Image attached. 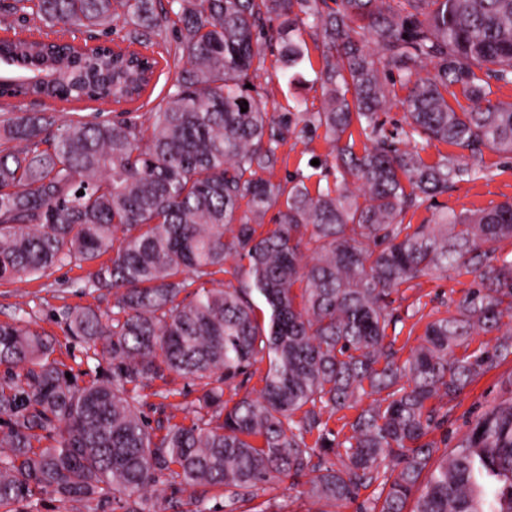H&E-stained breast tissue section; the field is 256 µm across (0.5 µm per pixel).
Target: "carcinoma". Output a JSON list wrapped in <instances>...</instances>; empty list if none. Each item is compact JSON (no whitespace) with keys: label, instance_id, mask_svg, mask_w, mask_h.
<instances>
[{"label":"carcinoma","instance_id":"carcinoma-1","mask_svg":"<svg viewBox=\"0 0 512 512\" xmlns=\"http://www.w3.org/2000/svg\"><path fill=\"white\" fill-rule=\"evenodd\" d=\"M308 29L321 105L278 115L248 85L272 42L294 80ZM162 61L175 77L144 122L21 109L135 103ZM493 82L512 86V0H0V281L86 263L85 287L110 302L66 312L65 335L109 365L82 383L24 317L0 322V512L42 496L209 512L215 488L227 512H270L261 497L303 476L327 507L370 488L359 512H512V397L439 460L426 440L443 400L512 357V201L407 220L486 178L484 150L512 156V102L488 99ZM299 123L323 130L333 184L272 180ZM436 142L463 154L428 163L418 145ZM230 259L235 285L214 279ZM450 272L477 287L401 357L393 295ZM479 331L500 337L471 351ZM173 374L200 395L169 402ZM366 398L337 438L328 418Z\"/></svg>","mask_w":512,"mask_h":512}]
</instances>
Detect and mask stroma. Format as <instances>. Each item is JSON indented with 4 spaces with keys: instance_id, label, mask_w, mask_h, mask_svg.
<instances>
[{
    "instance_id": "35a3bbf8",
    "label": "stroma",
    "mask_w": 512,
    "mask_h": 512,
    "mask_svg": "<svg viewBox=\"0 0 512 512\" xmlns=\"http://www.w3.org/2000/svg\"><path fill=\"white\" fill-rule=\"evenodd\" d=\"M311 48L309 57L299 69L297 79L290 84L278 81L281 63L277 51L267 53L266 71L256 84L269 104L278 112H286L295 101L306 102L308 108L317 109L321 89L316 74L323 65L320 49L314 48L313 35H306ZM281 151L288 157L287 165L278 167L275 180L301 173L307 176L308 186L334 181L336 170L328 155L329 148L322 132L308 135H289ZM484 162L489 171L487 178L474 182L458 183L447 194L437 196L432 208L419 209L413 218L420 224L430 219L433 210L448 208L466 212L512 201V157L495 151H485ZM86 268L68 265L56 268L43 276L29 277L20 281L0 284V322L10 320L17 310H24L32 328L52 336L56 340L54 357L65 369L80 373L96 368L97 362L87 359L81 343L65 336L59 322L60 313L68 308L92 306L106 307V300L87 289ZM474 285L470 274L452 278L422 277L414 287L401 289V307H420L425 321L445 315L449 298H461ZM512 396V360L507 361L476 379L464 393L455 399L448 413V427L431 433L435 442L456 444L471 428L475 419L500 401Z\"/></svg>"
}]
</instances>
